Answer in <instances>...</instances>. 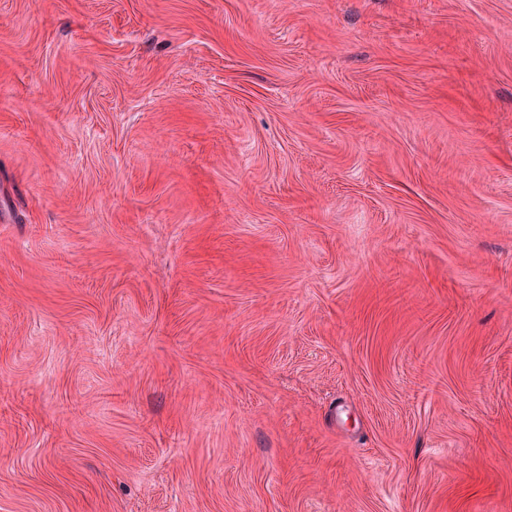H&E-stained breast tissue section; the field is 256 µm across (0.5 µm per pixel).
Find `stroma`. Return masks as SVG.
<instances>
[{"label":"stroma","mask_w":512,"mask_h":512,"mask_svg":"<svg viewBox=\"0 0 512 512\" xmlns=\"http://www.w3.org/2000/svg\"><path fill=\"white\" fill-rule=\"evenodd\" d=\"M0 512H512V0H0Z\"/></svg>","instance_id":"stroma-1"}]
</instances>
